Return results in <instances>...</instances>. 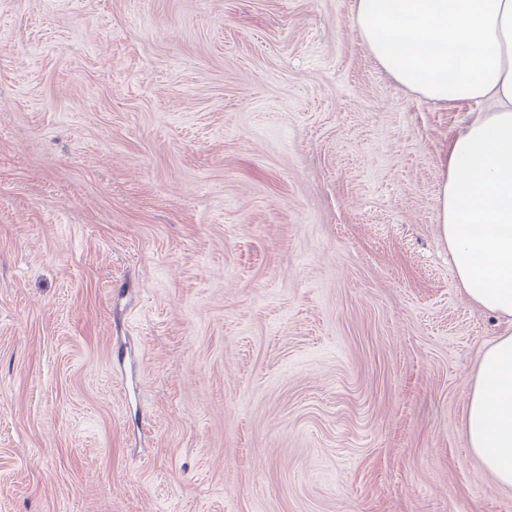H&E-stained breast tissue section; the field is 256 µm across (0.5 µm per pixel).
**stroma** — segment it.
<instances>
[{"label":"stroma","instance_id":"stroma-1","mask_svg":"<svg viewBox=\"0 0 512 512\" xmlns=\"http://www.w3.org/2000/svg\"><path fill=\"white\" fill-rule=\"evenodd\" d=\"M353 15L0 0V512H512L437 211L471 108Z\"/></svg>","mask_w":512,"mask_h":512}]
</instances>
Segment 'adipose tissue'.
I'll return each mask as SVG.
<instances>
[{"mask_svg": "<svg viewBox=\"0 0 512 512\" xmlns=\"http://www.w3.org/2000/svg\"><path fill=\"white\" fill-rule=\"evenodd\" d=\"M356 28L396 82L434 105L489 103L448 148L441 236L471 303L512 324V0H356ZM472 454L512 486V328L470 383Z\"/></svg>", "mask_w": 512, "mask_h": 512, "instance_id": "ef3b65f1", "label": "adipose tissue"}]
</instances>
